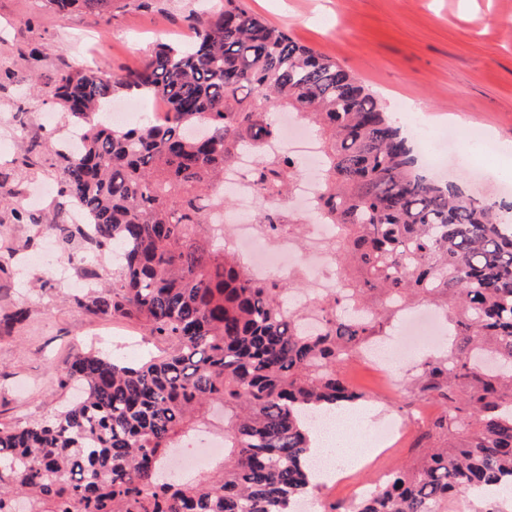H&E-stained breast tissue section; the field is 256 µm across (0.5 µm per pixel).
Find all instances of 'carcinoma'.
<instances>
[{
	"mask_svg": "<svg viewBox=\"0 0 512 512\" xmlns=\"http://www.w3.org/2000/svg\"><path fill=\"white\" fill-rule=\"evenodd\" d=\"M101 14L112 0H50ZM190 42H161L144 62L57 75L53 96L81 131L57 173L87 220L77 232L112 249L120 276L77 306L136 317L172 346L135 366L78 351L61 376L82 396L51 423L0 428V512H296L307 499L316 431L310 412L363 395L342 366L419 298L445 313L451 348L422 364L411 392L445 409L423 434L418 466L390 472L355 512H443L458 493L512 497V210L421 175L413 146L378 99L330 57L291 39L239 0L191 19ZM164 100L145 125L95 120L119 92ZM318 137L313 216L261 210L272 240L332 224L341 287L304 307L260 280L218 241L224 171L256 158L260 191L292 193L300 174L269 158L275 116ZM63 243L71 225L53 217ZM224 408V471L184 483L166 474L206 407Z\"/></svg>",
	"mask_w": 512,
	"mask_h": 512,
	"instance_id": "obj_1",
	"label": "carcinoma"
}]
</instances>
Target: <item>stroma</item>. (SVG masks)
I'll list each match as a JSON object with an SVG mask.
<instances>
[{
	"instance_id": "35a3bbf8",
	"label": "stroma",
	"mask_w": 512,
	"mask_h": 512,
	"mask_svg": "<svg viewBox=\"0 0 512 512\" xmlns=\"http://www.w3.org/2000/svg\"><path fill=\"white\" fill-rule=\"evenodd\" d=\"M204 0H112L106 15L62 14L50 0H0V427L53 421L71 395L59 379L71 354L95 349L136 363L165 356L170 346L135 318L104 317L76 308L87 289L119 274L108 255L76 240L73 253L51 246L43 220L69 214L55 172L70 126L45 89L65 70L100 65L118 75L149 56L158 41L187 39L188 15ZM249 11L287 29L295 41L328 55L373 93L388 112L403 102L425 110L435 133L482 129L495 143L512 141V0H240ZM476 150L435 167L489 201H510L501 177L478 179ZM51 251L67 268L62 280L35 255ZM444 340L422 342L401 359L399 390L371 364H347L348 380L364 392L362 416L409 424L391 449H377L344 481L310 490L315 512L343 500L354 488L369 489L387 473L419 463L414 442L420 427L442 413V400L410 398L407 389L423 360L446 350Z\"/></svg>"
}]
</instances>
